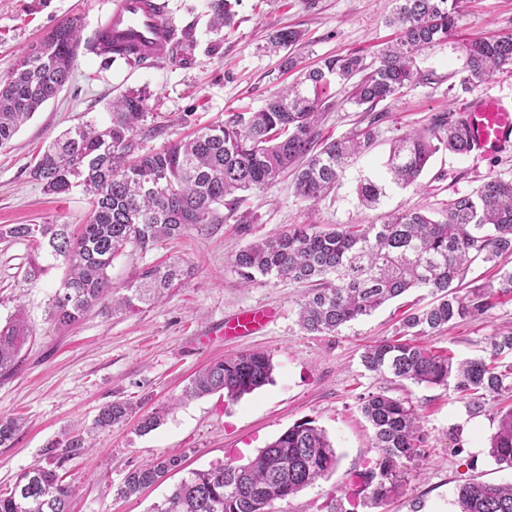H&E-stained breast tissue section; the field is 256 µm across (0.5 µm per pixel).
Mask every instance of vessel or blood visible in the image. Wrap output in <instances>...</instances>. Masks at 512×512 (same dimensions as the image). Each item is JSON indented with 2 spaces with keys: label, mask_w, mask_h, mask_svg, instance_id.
Masks as SVG:
<instances>
[{
  "label": "vessel or blood",
  "mask_w": 512,
  "mask_h": 512,
  "mask_svg": "<svg viewBox=\"0 0 512 512\" xmlns=\"http://www.w3.org/2000/svg\"><path fill=\"white\" fill-rule=\"evenodd\" d=\"M160 0H115L101 34L136 50L145 63L157 65L170 60L177 42V27L158 8ZM474 151L488 153L512 142V106L487 98L467 112ZM271 315L264 310H247L228 319L223 333L248 336L261 330Z\"/></svg>",
  "instance_id": "obj_1"
}]
</instances>
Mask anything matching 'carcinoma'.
<instances>
[{
  "instance_id": "cac0c4a2",
  "label": "carcinoma",
  "mask_w": 512,
  "mask_h": 512,
  "mask_svg": "<svg viewBox=\"0 0 512 512\" xmlns=\"http://www.w3.org/2000/svg\"><path fill=\"white\" fill-rule=\"evenodd\" d=\"M211 25L232 24L231 0H210ZM459 20L457 0H396L388 19L399 39L368 63L359 55L326 57L318 67L275 92L254 112H229L224 121L204 127L193 138L160 151L139 152L135 134L144 119L148 95L129 91L112 100V117L104 127L86 124L63 133L40 153L30 170L46 192L67 194L75 186L93 196L89 221L78 231L67 224H1L0 241H25L33 255L27 279L45 271L42 255L62 257L68 277L56 291L50 317L59 325L79 321L92 307L135 311L161 301L184 274L177 261L143 268L112 296L108 269L132 247L154 249L166 239L185 235L207 224L235 219L242 204L239 191L264 189L280 175L296 169L295 193L315 203L341 182L345 171L378 137V117L363 128L335 140L316 132L321 113L332 106L330 78L352 82L350 101L372 110L378 103L424 79L416 67L422 52L454 36ZM80 17H69L38 45L22 53L16 67L0 79V148L70 80L78 57ZM300 33L283 29L270 38L275 50L293 46ZM98 55H111L139 64L131 50L96 38L89 45ZM462 87L485 82L505 65H512V34L463 45ZM471 153L464 116H442L426 132H405L393 139L384 162L388 180L360 179L361 205H380L386 190L417 183L430 158L439 151ZM227 214L219 215V208ZM512 254V180L489 175L470 195L448 203L442 219L424 212L383 215L379 224H350L324 231L311 223L278 236L255 241L232 259L245 287L264 277L308 284L311 292L298 303L297 323L310 334H333L362 316L415 288H425L434 302L402 319L397 338L368 348L365 368L394 381L448 386L467 396L475 409L489 397L512 393V364L497 356L512 351V332L490 337L488 360L457 362L443 351L412 342L431 336L456 320L486 314L495 294L512 295V267L498 259ZM497 264L498 288L477 287L459 294L457 281L476 261ZM29 336L20 313L0 324V372L12 370ZM274 366L263 352H246L205 366L191 378L184 397L223 393L229 401L268 384ZM371 424L375 464L354 474L353 482L367 492L361 505L378 507L399 489V460L420 456L419 415L406 399L376 393L361 404ZM134 408L125 402L102 406L96 426L107 428L126 420ZM19 421L0 417V446L13 440ZM496 464L512 468V408L502 413L489 440ZM337 455L324 429L305 420L294 424L261 449L247 464H219L188 472L153 512H270L271 505L294 495L333 471ZM182 453L162 455L133 468L120 493L135 495L158 483L171 471L184 469ZM71 489L58 474L44 467L22 473L10 492L0 494V512H68ZM459 512H512V483L473 480L459 486Z\"/></svg>"
}]
</instances>
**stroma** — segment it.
Wrapping results in <instances>:
<instances>
[{
  "label": "stroma",
  "instance_id": "35a3bbf8",
  "mask_svg": "<svg viewBox=\"0 0 512 512\" xmlns=\"http://www.w3.org/2000/svg\"><path fill=\"white\" fill-rule=\"evenodd\" d=\"M113 0H0V79L7 77L20 52L39 42L60 22L80 15V48L70 81L28 120L10 145L0 148V225L53 221L71 227L86 223L90 197L81 188L51 195L33 180L30 169L42 147L84 122L111 120L113 98L128 91L149 95L142 150H157L217 122L232 110L264 105L290 79L268 38L281 28L303 34L291 50L298 68L328 56L359 53L373 57L395 35L387 20L393 0H238L233 27L213 31L208 0H166L177 28H191L195 47L190 63L172 61L132 67L87 48L110 12ZM457 33L416 60L418 82L377 110L381 136L350 165L336 190L316 207L294 192L293 175L274 186L246 192L251 224L208 225L158 243L153 250H127L109 270L113 288L130 281L143 266L178 258L184 275L162 301L133 312L102 314L92 309L78 323L62 327L48 315L49 303L66 276L64 260H49L37 281L27 279L31 249L26 242H0V321L23 311L30 337L16 367L0 375V417H19L23 427L13 442L0 446V494L31 467L57 468L73 490L70 512H151L182 479L165 481L130 498L118 496L129 469L172 451L186 453V470H206L223 462L247 463L295 423L314 420L326 429L338 462L335 470L301 492L275 501L272 512H327L332 498L349 493L351 476L380 456L370 424L361 413L364 397L385 392L409 400L420 415L422 459L400 460L398 493L377 508L358 512H455L457 490L479 480L512 482V469L488 454L497 429L499 401L474 412L467 396L450 387L389 382L367 371L365 348L393 339L410 307L432 300L415 289L332 335H312L297 324L304 285L268 279L241 285L233 255L250 242L307 223L325 228L377 224L383 213L422 210L441 217L448 201L471 194L491 174L512 178V147L494 153H437L416 186L391 190L380 208L361 206L356 185L362 175L382 170L391 141L411 130L430 127L436 116L463 113L488 96L512 104V65L483 84L459 83L462 41L512 33V0H460ZM338 106L325 112L321 137L348 134L363 117L346 103L347 89L331 83ZM264 306L276 315L263 330L245 339H227L217 330L225 318ZM512 330V299L503 298L488 313L457 321L422 343L455 359L486 357L487 340ZM262 351L274 364L269 384L233 403L217 393L186 399L182 392L206 364L246 351ZM120 401L135 417L101 430L98 410ZM164 410L160 426L148 434L137 427L140 415ZM81 436L86 448L57 463L50 446Z\"/></svg>",
  "mask_w": 512,
  "mask_h": 512
}]
</instances>
